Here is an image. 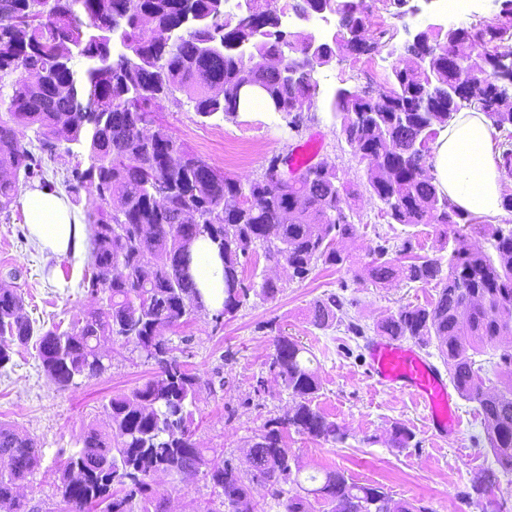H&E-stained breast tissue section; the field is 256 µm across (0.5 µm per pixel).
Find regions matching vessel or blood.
Instances as JSON below:
<instances>
[{"label": "vessel or blood", "mask_w": 512, "mask_h": 512, "mask_svg": "<svg viewBox=\"0 0 512 512\" xmlns=\"http://www.w3.org/2000/svg\"><path fill=\"white\" fill-rule=\"evenodd\" d=\"M369 379L383 389L407 395L426 414L434 437L459 434L463 419L448 381V372L414 347L380 336L367 348Z\"/></svg>", "instance_id": "1"}]
</instances>
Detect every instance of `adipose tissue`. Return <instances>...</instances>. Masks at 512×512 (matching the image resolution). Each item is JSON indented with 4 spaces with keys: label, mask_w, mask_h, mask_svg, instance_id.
Instances as JSON below:
<instances>
[{
    "label": "adipose tissue",
    "mask_w": 512,
    "mask_h": 512,
    "mask_svg": "<svg viewBox=\"0 0 512 512\" xmlns=\"http://www.w3.org/2000/svg\"><path fill=\"white\" fill-rule=\"evenodd\" d=\"M493 128L481 112L462 110L440 129L428 160L433 182L455 207L494 217L503 209L501 172L492 148ZM31 236L55 254L83 249L87 231L66 195L50 187L27 190L20 200ZM192 273L207 305L224 301V266L207 241L194 247Z\"/></svg>",
    "instance_id": "adipose-tissue-1"
}]
</instances>
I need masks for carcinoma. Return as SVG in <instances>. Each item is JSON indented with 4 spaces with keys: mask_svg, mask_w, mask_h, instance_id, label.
Listing matches in <instances>:
<instances>
[{
    "mask_svg": "<svg viewBox=\"0 0 512 512\" xmlns=\"http://www.w3.org/2000/svg\"><path fill=\"white\" fill-rule=\"evenodd\" d=\"M324 1L342 36L312 58L305 53L310 36L290 43L269 0H239L237 12L250 17L245 25L227 10L229 0H0V172L10 173L0 177V213L16 203L20 183L45 182L42 157L22 144L29 129L43 152L62 145L75 160L71 192L84 189L105 203L87 214L93 271L81 282L98 307L66 331L36 329L22 294L0 286V369L12 362L14 348L33 341L46 377L67 387L107 370L100 345L108 338L133 345L156 366L142 385L102 405L110 430L83 431L80 447L56 470L59 500L47 512H170L168 493L153 487L157 473L173 481L201 475L211 484L212 498L194 512H259L254 483L281 512H429L338 470L320 481L310 476L317 487L302 486L301 468L284 447L288 431L334 445L347 433L313 405L321 383L310 350L281 331L266 365L292 407L248 437L247 471L208 455L192 430L201 378L173 355L164 335L205 307L194 277L182 274L187 238L222 248L218 326L250 292L265 300L280 293L271 279L256 288L242 277L258 248L298 279L319 262H348L338 243L357 230L356 193L336 169L311 165L294 182L274 183L265 173L230 177L194 154L153 110L175 92L190 91L199 115L234 116L241 101L228 91L256 82L269 110L296 123L293 111L317 95L316 68L338 53L370 57L381 48L380 37L370 33L367 0H293L290 7L310 12ZM464 41L477 48L457 64L449 55ZM511 41L512 0H500L492 23L427 30L421 42L404 45V53L421 57L417 66L394 67L371 95L339 90L332 102L352 153L367 162L366 190L386 216L396 224L440 226L439 255L416 253L409 238L372 248L374 282L398 277L439 288L429 304L390 313L377 332L435 345L460 397L477 404L497 469L479 472L464 496L476 498L482 512H496L484 496L498 474L512 473V225L492 229L490 249L476 244L461 229L476 228L474 218L438 192L425 167L436 127L462 109L482 112L499 130L512 127V111L492 109L497 44ZM77 57L85 60L81 71L74 68ZM27 71L38 80L27 81ZM190 212L198 223H184ZM348 304L335 292L324 295L314 303L313 326L343 321ZM491 348L500 350L495 375L501 381L493 390L479 360ZM413 438L396 425L390 443L406 448ZM41 457L33 439L0 422V512H35L18 488ZM289 484L299 491L289 493Z\"/></svg>",
    "mask_w": 512,
    "mask_h": 512,
    "instance_id": "carcinoma-1",
    "label": "carcinoma"
}]
</instances>
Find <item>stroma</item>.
<instances>
[{"label":"stroma","mask_w":512,"mask_h":512,"mask_svg":"<svg viewBox=\"0 0 512 512\" xmlns=\"http://www.w3.org/2000/svg\"><path fill=\"white\" fill-rule=\"evenodd\" d=\"M411 21V15H398L396 7L375 4L372 29L384 34L380 52L360 58L341 54L319 68V93L304 107L296 130L264 107L233 117L204 118L183 92L156 104L157 117L196 155L242 179L259 177L272 157L287 155L310 136L321 135L317 160L335 167L355 190L359 212L356 235L339 244L349 256L345 266L319 263L299 280L286 266L255 255L245 264L244 277L255 283L267 276L278 280L282 290L275 299L250 296L222 326L201 314L169 330L167 336L191 372L204 381L217 374L228 381L226 389L216 392L206 384L199 389L194 410V439L199 447L246 468L247 438L291 407V398L276 382H268L262 397L253 393L257 379L268 374L266 362L272 351L268 326L273 323L312 351L321 382L315 404L347 432L345 442L335 446L288 433L285 446L304 473L341 470L356 481L384 486L393 499L424 501L432 512H481L463 496L473 476L494 464L475 404L458 403L464 420L462 440L441 441L431 435L420 409L406 395L381 390L365 376L366 341L376 337L377 323L398 307L423 306L436 296L431 284L401 280L374 284L367 273L372 248L382 237L394 244L408 237L417 253L431 255L438 232L430 224L390 223L380 202L364 187L366 165L347 144L332 101L338 89L384 82L408 39L404 26ZM89 269V251L57 257L42 250L28 234L20 205L0 213V284L22 292L31 320L66 326L91 309L94 302L80 286ZM330 292L351 299L348 314L366 326V338L347 335L339 323L326 329L312 325L314 302ZM106 348L110 355L106 372L77 379L65 388L45 376L31 349L14 356L13 368L0 370V422L31 437L42 450L41 464L23 489L39 512L56 502L55 471L75 452L78 436L91 424L107 429L109 420L102 409L106 397L145 382L156 370L123 342L107 343ZM396 425L413 431L408 447H391L390 432ZM155 482L157 488L171 489L172 512H193L210 494L199 475L175 487L163 475Z\"/></svg>","instance_id":"35a3bbf8"}]
</instances>
